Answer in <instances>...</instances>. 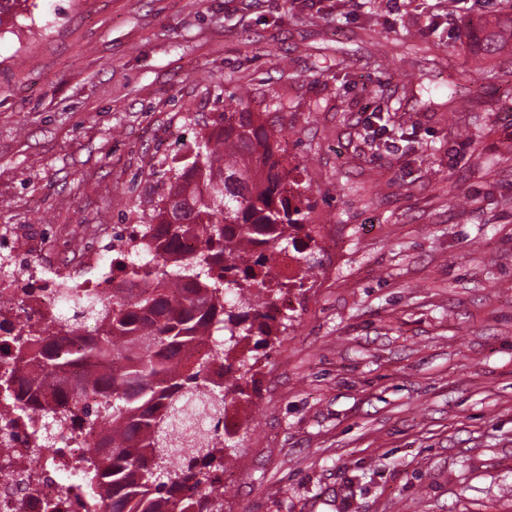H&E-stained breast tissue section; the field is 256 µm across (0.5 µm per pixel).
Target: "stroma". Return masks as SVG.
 Wrapping results in <instances>:
<instances>
[{"label":"stroma","mask_w":512,"mask_h":512,"mask_svg":"<svg viewBox=\"0 0 512 512\" xmlns=\"http://www.w3.org/2000/svg\"><path fill=\"white\" fill-rule=\"evenodd\" d=\"M512 0H34L0 29V255L52 276L147 224L248 109L329 245L255 345L224 512H512ZM466 100L448 108V86ZM393 111L391 126L378 116ZM476 53L485 58L512 56V14L486 19L473 35Z\"/></svg>","instance_id":"1"}]
</instances>
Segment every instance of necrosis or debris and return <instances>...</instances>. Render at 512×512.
Returning <instances> with one entry per match:
<instances>
[{
	"mask_svg": "<svg viewBox=\"0 0 512 512\" xmlns=\"http://www.w3.org/2000/svg\"><path fill=\"white\" fill-rule=\"evenodd\" d=\"M272 263L282 285L268 310L275 318L291 310L302 265L293 251L273 253ZM59 288L56 282L23 288L15 273L0 272V364L19 359L12 337L44 338L54 332L62 314L54 299ZM106 435L102 429L87 436L83 425L74 422L46 438L38 413L19 415L13 401L0 396V512H46L50 502L56 512H84L86 484L77 467L94 441Z\"/></svg>",
	"mask_w": 512,
	"mask_h": 512,
	"instance_id": "4bbe7bcc",
	"label": "necrosis or debris"
}]
</instances>
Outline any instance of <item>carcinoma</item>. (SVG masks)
<instances>
[{
  "mask_svg": "<svg viewBox=\"0 0 512 512\" xmlns=\"http://www.w3.org/2000/svg\"><path fill=\"white\" fill-rule=\"evenodd\" d=\"M28 2L0 0V27ZM473 45L485 58L511 57L512 15L482 22ZM243 105L244 96L234 99L224 124L200 136L192 160L170 176L154 223L140 225L138 243L123 256L122 287L109 297H64L72 314L59 323L55 344L39 345L30 357L47 377L73 366L86 372L60 389L63 410L44 409L43 429L51 436L73 418L89 432L112 430L91 449L85 473L91 498L109 497L110 512H224L220 483L238 442L227 433L223 447L207 448L182 428L204 413L217 431L224 403L247 397L240 381L254 361H241L227 383L210 382L207 367L256 332L268 343L273 326L264 308L277 289L267 251L296 246L288 226L304 221L305 192L286 167L287 147ZM186 234L198 249L172 257ZM76 321H99L103 330L69 347L63 334ZM207 331L206 354L193 365L180 363ZM25 386L19 365L4 366L1 393L23 389L36 401Z\"/></svg>",
  "mask_w": 512,
  "mask_h": 512,
  "instance_id": "obj_1",
  "label": "carcinoma"
}]
</instances>
